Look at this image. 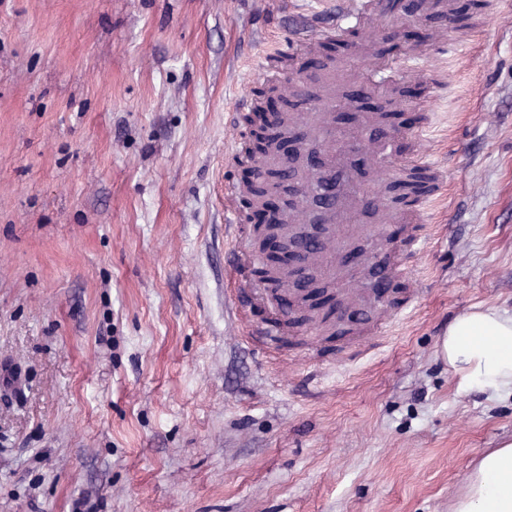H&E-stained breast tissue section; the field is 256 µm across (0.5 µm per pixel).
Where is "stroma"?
Instances as JSON below:
<instances>
[{
    "instance_id": "obj_1",
    "label": "stroma",
    "mask_w": 512,
    "mask_h": 512,
    "mask_svg": "<svg viewBox=\"0 0 512 512\" xmlns=\"http://www.w3.org/2000/svg\"><path fill=\"white\" fill-rule=\"evenodd\" d=\"M451 2L377 23L358 70L315 42L351 84L427 59L432 85L393 87L391 166L363 179L393 204L418 127L447 195L384 334L296 311L270 358L245 333L265 294L230 286L258 252L224 184L241 98L315 85L276 48L334 0H0V512H452L512 440V397L458 392L438 352L456 315L512 314V5Z\"/></svg>"
}]
</instances>
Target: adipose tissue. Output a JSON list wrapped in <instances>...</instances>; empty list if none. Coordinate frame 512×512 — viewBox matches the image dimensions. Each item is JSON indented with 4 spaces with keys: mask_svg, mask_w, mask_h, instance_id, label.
Segmentation results:
<instances>
[{
    "mask_svg": "<svg viewBox=\"0 0 512 512\" xmlns=\"http://www.w3.org/2000/svg\"><path fill=\"white\" fill-rule=\"evenodd\" d=\"M439 353L458 378V388L491 396L512 395V315L475 307L449 323ZM452 512H512V441L474 465Z\"/></svg>",
    "mask_w": 512,
    "mask_h": 512,
    "instance_id": "ef3b65f1",
    "label": "adipose tissue"
}]
</instances>
